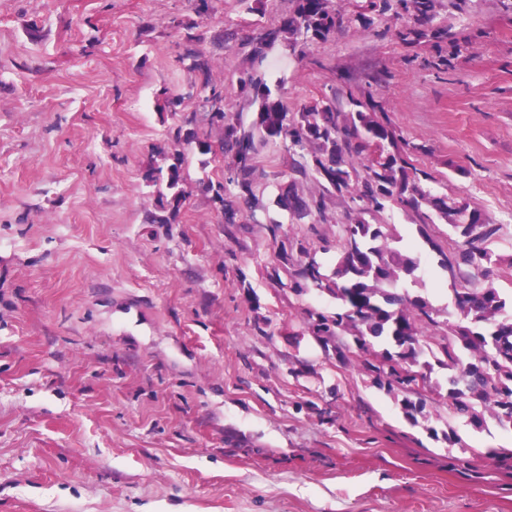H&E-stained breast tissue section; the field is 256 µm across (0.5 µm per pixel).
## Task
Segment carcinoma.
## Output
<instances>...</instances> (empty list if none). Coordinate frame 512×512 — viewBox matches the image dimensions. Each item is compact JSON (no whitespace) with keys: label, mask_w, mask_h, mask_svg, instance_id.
Wrapping results in <instances>:
<instances>
[{"label":"carcinoma","mask_w":512,"mask_h":512,"mask_svg":"<svg viewBox=\"0 0 512 512\" xmlns=\"http://www.w3.org/2000/svg\"><path fill=\"white\" fill-rule=\"evenodd\" d=\"M436 3L367 0L366 9L381 15L392 13L395 36L406 44L418 45L446 37L443 28L431 26ZM345 21L357 22L365 29L372 24L362 11L344 17L332 0H295L283 32L295 47L327 38ZM194 29L193 25L185 27L176 61L187 64L199 87L210 90L211 97L197 101L194 111L183 113L182 124L173 128L170 139L178 146L193 143L203 154L229 156L230 176L226 183L217 185L213 196L224 223L234 224L237 217L233 204L224 198L226 186L245 203L257 204L258 187L267 179V172L257 162L259 149L282 140L291 157V170L311 177L317 187L307 201L289 196L288 206L314 210L323 217L330 194L352 203L347 223L340 225L339 257L332 274L323 273L321 264L303 246L297 255L284 248L278 253L294 292L313 288L336 299L335 313L308 314L311 332L338 342L351 336L359 371L377 388L398 398L403 415L414 424L425 417L426 404L416 388L421 385L441 395L442 386L430 384L428 377L438 367L448 371L450 417L475 430L483 428L490 417L512 431V303L491 282L455 288L452 302L456 317L439 327L429 300L410 294L405 287L407 280L419 278L420 257L398 247L400 236L388 234L386 225L366 219L382 213L388 202L396 203L422 224L428 223L431 211L446 218L468 206L424 187L423 182L433 180V176L409 168L404 158L409 143L396 133L385 114H377L370 98L350 99L357 110L343 112L334 93L294 113L281 101L269 98L264 78L256 71L246 85L260 99L257 117L248 124L229 117L224 98L213 86L212 58L202 48L204 34ZM277 38V32L269 31L253 43V67L260 66L266 49ZM159 155L169 161L167 179L161 178L160 167L148 170L145 179L158 187L159 197H170V215L154 218L158 224H170L186 199L180 187L185 157L180 150H161ZM471 214L474 223L451 225L457 237L454 256L432 244L440 269L454 281L462 265L469 267L473 279L485 280L504 261L489 247L496 227L486 222L481 210L474 208ZM413 395L418 399L412 400Z\"/></svg>","instance_id":"carcinoma-1"}]
</instances>
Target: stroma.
Wrapping results in <instances>:
<instances>
[{
  "instance_id": "stroma-1",
  "label": "stroma",
  "mask_w": 512,
  "mask_h": 512,
  "mask_svg": "<svg viewBox=\"0 0 512 512\" xmlns=\"http://www.w3.org/2000/svg\"><path fill=\"white\" fill-rule=\"evenodd\" d=\"M0 0V512H512V433L450 423L427 403L412 424L295 294L276 255L303 244L325 271L348 200L325 214L282 147L254 216L221 223L206 190L221 159L185 151L175 223L144 179L162 166L195 76L176 60L186 25L221 34L212 79L255 119L250 41L292 0ZM444 41L408 46L392 19L343 23L296 51L287 36L261 71L271 99L372 97L433 187L499 228L512 256V0H438ZM380 223L436 263L456 250L446 221L396 204ZM281 225L278 239L266 226ZM455 430L457 444L444 434Z\"/></svg>"
}]
</instances>
